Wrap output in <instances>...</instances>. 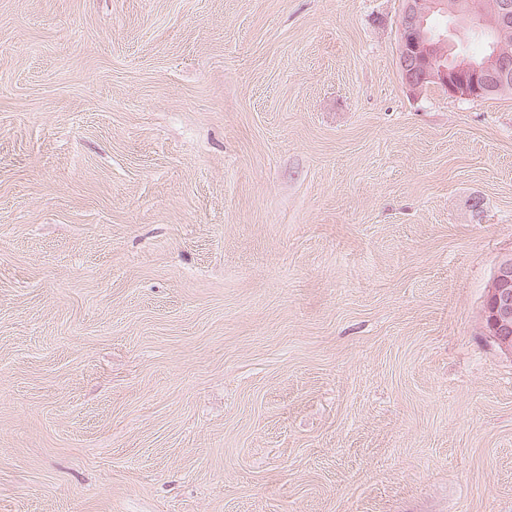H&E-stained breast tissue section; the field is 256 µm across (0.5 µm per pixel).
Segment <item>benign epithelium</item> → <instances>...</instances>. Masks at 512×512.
<instances>
[{
    "instance_id": "benign-epithelium-1",
    "label": "benign epithelium",
    "mask_w": 512,
    "mask_h": 512,
    "mask_svg": "<svg viewBox=\"0 0 512 512\" xmlns=\"http://www.w3.org/2000/svg\"><path fill=\"white\" fill-rule=\"evenodd\" d=\"M448 18L452 28H472L489 36L487 50L472 56L457 50L448 30L431 23ZM512 0H496L492 11L475 0H403L397 46L402 80L413 93L437 87L459 99H483L512 88ZM481 327L501 349L512 355V255L495 268L481 308Z\"/></svg>"
}]
</instances>
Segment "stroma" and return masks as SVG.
I'll return each instance as SVG.
<instances>
[{
  "label": "stroma",
  "mask_w": 512,
  "mask_h": 512,
  "mask_svg": "<svg viewBox=\"0 0 512 512\" xmlns=\"http://www.w3.org/2000/svg\"><path fill=\"white\" fill-rule=\"evenodd\" d=\"M402 0H0V512H512V96ZM477 1L403 0L397 56L402 80L411 92L430 86L450 97L473 100L511 90L512 45L509 51L505 44L512 38V1ZM437 15L448 18L453 31L461 27L485 31L487 50L480 56L458 51L448 39V30L432 25L430 20ZM511 94L512 90L485 99ZM480 317L483 332L501 351L512 355V255L498 262Z\"/></svg>",
  "instance_id": "obj_1"
}]
</instances>
